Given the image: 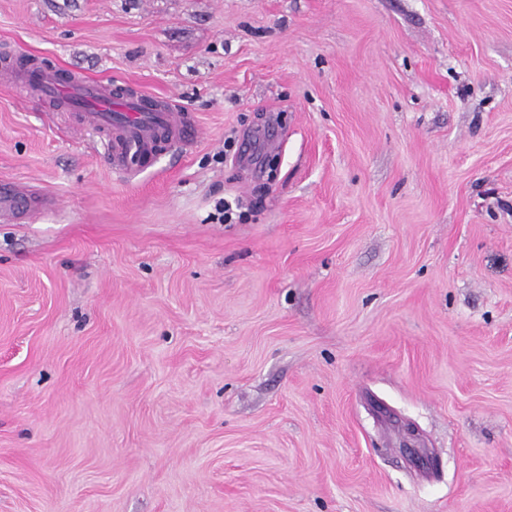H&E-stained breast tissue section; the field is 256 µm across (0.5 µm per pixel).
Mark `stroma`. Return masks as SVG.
<instances>
[{
  "mask_svg": "<svg viewBox=\"0 0 512 512\" xmlns=\"http://www.w3.org/2000/svg\"><path fill=\"white\" fill-rule=\"evenodd\" d=\"M2 50L200 134L128 180L0 84L53 200L0 222V512H512V0H0Z\"/></svg>",
  "mask_w": 512,
  "mask_h": 512,
  "instance_id": "35a3bbf8",
  "label": "stroma"
}]
</instances>
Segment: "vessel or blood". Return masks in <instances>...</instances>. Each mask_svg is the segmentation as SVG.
I'll use <instances>...</instances> for the list:
<instances>
[{
	"instance_id": "b4317fda",
	"label": "vessel or blood",
	"mask_w": 512,
	"mask_h": 512,
	"mask_svg": "<svg viewBox=\"0 0 512 512\" xmlns=\"http://www.w3.org/2000/svg\"><path fill=\"white\" fill-rule=\"evenodd\" d=\"M0 72L13 83L39 91L56 111L77 113L81 124L105 132L107 160L113 171L131 174L147 169L164 149L188 143L198 129L190 113L177 111L169 101L148 94H115L100 81L76 72L58 74L35 59H0ZM46 199L13 187L0 189V219L25 220L46 207Z\"/></svg>"
}]
</instances>
